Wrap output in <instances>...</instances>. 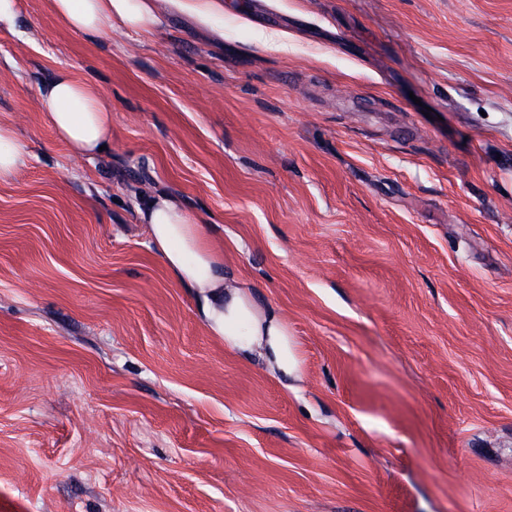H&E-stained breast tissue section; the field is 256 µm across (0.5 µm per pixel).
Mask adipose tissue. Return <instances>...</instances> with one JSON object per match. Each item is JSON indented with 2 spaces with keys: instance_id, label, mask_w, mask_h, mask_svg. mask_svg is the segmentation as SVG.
I'll use <instances>...</instances> for the list:
<instances>
[{
  "instance_id": "obj_1",
  "label": "adipose tissue",
  "mask_w": 512,
  "mask_h": 512,
  "mask_svg": "<svg viewBox=\"0 0 512 512\" xmlns=\"http://www.w3.org/2000/svg\"><path fill=\"white\" fill-rule=\"evenodd\" d=\"M53 15L71 31L103 39L121 30L149 35L176 10L199 25L224 19V0H49ZM57 137L76 156L94 158L112 141V111L94 85L57 70L39 89ZM138 214L150 243L173 279L189 294L197 319L235 353L261 363L272 376L296 373L295 342L280 314L259 308L246 286L224 271V253L189 208L170 195L145 199Z\"/></svg>"
}]
</instances>
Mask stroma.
Returning a JSON list of instances; mask_svg holds the SVG:
<instances>
[{
	"label": "stroma",
	"mask_w": 512,
	"mask_h": 512,
	"mask_svg": "<svg viewBox=\"0 0 512 512\" xmlns=\"http://www.w3.org/2000/svg\"><path fill=\"white\" fill-rule=\"evenodd\" d=\"M112 110L72 156L38 88ZM0 512H512V0H224L223 29L0 30ZM179 197L297 376L211 336ZM25 151L10 123H0V180L12 179L24 165Z\"/></svg>",
	"instance_id": "obj_1"
}]
</instances>
